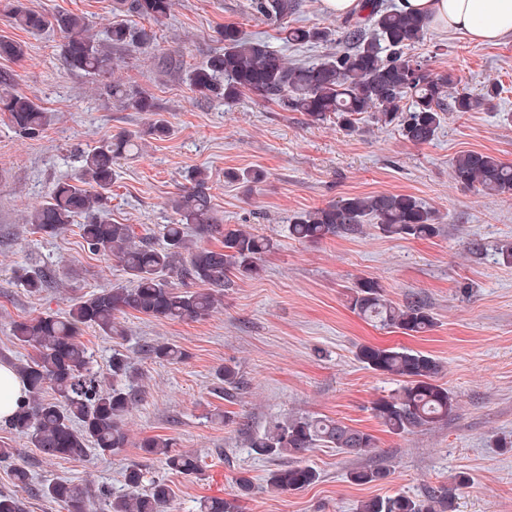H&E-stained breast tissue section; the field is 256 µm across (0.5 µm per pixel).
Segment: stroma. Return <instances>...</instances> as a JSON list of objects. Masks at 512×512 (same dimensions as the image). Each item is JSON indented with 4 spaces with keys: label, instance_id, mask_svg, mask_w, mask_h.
<instances>
[{
    "label": "stroma",
    "instance_id": "obj_1",
    "mask_svg": "<svg viewBox=\"0 0 512 512\" xmlns=\"http://www.w3.org/2000/svg\"><path fill=\"white\" fill-rule=\"evenodd\" d=\"M27 3L46 14H84L100 35L114 18L112 0ZM250 3L175 0L150 52L114 55V79L151 95L174 132L141 142L138 155L120 160L109 216L161 245L160 229L172 218L169 199L192 170L202 168L224 226L250 225L273 238L276 249L263 256L259 276L232 279L221 306L204 319L128 313L118 319L119 334L86 329L81 341L103 380L112 378L116 350L139 374L141 393L125 420V447L106 455L92 450L80 460L48 459L0 424V445L20 451L0 462V490L12 489L15 468L24 467L36 487L67 480L94 499L104 487L123 491V471L138 464L169 485L168 512H197L200 500L235 493L242 476L253 484L243 512H357L363 500L421 496L464 475L469 482L458 488L454 512H512V451L502 446L512 438V266L497 254L501 243L512 241V195L485 196L450 176L453 160L466 151L512 163V38L476 45L461 34L428 29L412 56L438 70L453 69L458 91L477 94L489 83L503 91L478 110L450 113L432 143L415 146L397 127L368 116L349 134L335 120L313 124L302 113L247 97L232 106L206 101L190 91L184 72H158L154 58L162 54L201 64L218 49L217 31L227 23L281 47L272 25ZM0 38L26 45L23 58H0V72L12 74L16 88L52 115L34 139L0 115V361L19 364L32 350L12 339L13 322L64 314L83 296L127 283L111 256L84 247L77 227L50 237L34 232L25 215L57 181L74 176L78 150L140 130L147 115L113 98L105 83L63 68L59 34L32 36L0 13ZM253 169L266 175L253 191L230 179ZM383 192L416 196L436 210L440 236L391 238L371 224L359 235L318 243H301L288 233V221L298 213L353 194ZM473 239L481 254L470 252ZM27 271L51 274L50 287L30 294L20 281ZM361 277L378 280L393 301L424 300L436 327L409 336L365 321L346 302L348 286ZM160 343L177 345L184 360L149 357L146 346ZM363 344L404 346L436 358L439 382L458 400L457 415L402 436L385 432L370 407L398 383L358 361ZM227 364L244 381L231 401L216 378ZM295 415L327 416L368 431L377 447L361 457L313 448L303 461L319 480L300 491L272 492L269 473L293 459L257 456L248 439ZM154 435L194 454L199 472L182 475L144 455L140 443ZM366 467L386 470L387 479L351 483L350 472Z\"/></svg>",
    "mask_w": 512,
    "mask_h": 512
}]
</instances>
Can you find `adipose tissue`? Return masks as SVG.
I'll return each mask as SVG.
<instances>
[{
    "mask_svg": "<svg viewBox=\"0 0 512 512\" xmlns=\"http://www.w3.org/2000/svg\"><path fill=\"white\" fill-rule=\"evenodd\" d=\"M397 6L475 44L512 37V0H397Z\"/></svg>",
    "mask_w": 512,
    "mask_h": 512,
    "instance_id": "1",
    "label": "adipose tissue"
}]
</instances>
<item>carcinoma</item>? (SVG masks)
<instances>
[{
	"label": "carcinoma",
	"mask_w": 512,
	"mask_h": 512,
	"mask_svg": "<svg viewBox=\"0 0 512 512\" xmlns=\"http://www.w3.org/2000/svg\"><path fill=\"white\" fill-rule=\"evenodd\" d=\"M115 10L162 24L171 15L173 0H115ZM299 0H252L253 9L278 27L287 44L325 43L335 49L314 62L291 64L268 42L246 37L228 23L219 31L222 43L200 65L189 70L187 83L197 97L234 104L247 95L274 102L286 111L301 112L312 123L336 116L348 134L357 130L359 116L369 112L385 126H399L403 138L424 145L435 139L450 112H472L499 95L490 85L478 95L454 91L453 69L436 70L425 59L407 56L406 49L422 40L428 21L384 3L365 0L363 13L343 22V35L335 38L328 28L288 25ZM11 24L33 36L52 29L62 37L61 63L70 71L103 76L112 71V54L152 48L153 35L144 28L114 22L100 40L90 34L83 14L61 12L51 17L30 9L26 0H8ZM25 45L0 39V58L16 60ZM112 96L135 110L148 114L139 136L166 138L173 126L159 111L154 99L112 82ZM411 99L408 110L401 108ZM0 113L20 133L39 137L51 115L36 99L14 88L12 75L0 73ZM134 135L120 133L100 146L80 153L75 176L58 181L47 199L30 211L26 223L38 233L56 236L81 219L80 236L92 253L112 255L121 265L130 286L107 288L74 303L64 315L42 314L16 321L12 338L29 346L34 354L17 367L27 386V402L6 427L28 439L45 456L80 459L90 449L108 454L126 444L124 421L138 393V373L129 357L112 352L113 383L105 385L91 371V357L79 337L87 328L106 336L119 333L117 315L136 312L154 319L195 320L215 311L218 296L230 276L252 278L259 274L262 256L276 243L253 228H226L212 205L209 175L197 169L189 185L170 200L173 218L160 229L163 246L155 247L148 236H139L129 224H116L107 217L115 165L133 146ZM453 182L485 195H512V164L479 151H467L452 164ZM374 224L387 237L428 240L441 234L437 211L417 197L403 193L351 195L336 202L299 213L289 220V234L299 242H320L331 237L354 236L364 225ZM220 238L221 246L207 241ZM196 284L194 290L172 285V279ZM348 305L366 320L404 334H422L436 326V317L421 300L396 303L384 294L373 278H359L351 287ZM147 354L159 361H180L184 353L175 345H150ZM358 359L368 368L397 378L401 385L391 395L372 403L374 417L397 436L446 422L454 417L458 402L448 388L437 383L440 364L422 351L404 347L362 345ZM224 391L240 385L239 372L230 364L217 372ZM54 398H44L46 390ZM324 446L348 456L366 455L377 447L376 437L329 417L294 416L253 436L249 448L261 457L300 456ZM139 447L163 459L168 469L192 474L198 458L174 449L161 436L144 438ZM147 471L131 465L123 472L125 491L99 493V512H167L169 486L162 479H146ZM386 478L378 468L357 469L350 479L360 485ZM319 479L318 471L295 464L269 473L267 487L273 492L302 490ZM466 482L432 490L422 497L396 494L362 502L358 512H453L455 492ZM32 490L30 473L14 469V490L0 491V512H24L20 492ZM251 491V481L239 480V493L227 498H207L199 512H241L240 502ZM40 495L58 504L64 512H91L87 492L69 481L42 486Z\"/></svg>",
	"instance_id": "1"
}]
</instances>
